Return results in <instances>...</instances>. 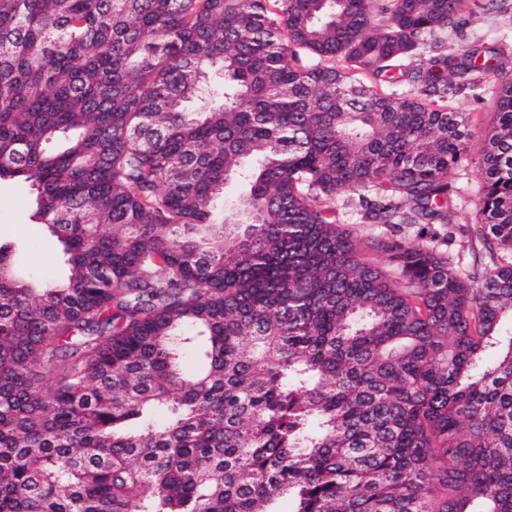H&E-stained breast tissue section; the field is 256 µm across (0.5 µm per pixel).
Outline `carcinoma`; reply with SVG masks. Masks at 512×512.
<instances>
[{"label": "carcinoma", "instance_id": "obj_1", "mask_svg": "<svg viewBox=\"0 0 512 512\" xmlns=\"http://www.w3.org/2000/svg\"><path fill=\"white\" fill-rule=\"evenodd\" d=\"M465 10L0 0V181L65 268L0 242V512H512V81L481 278L333 208L455 223L442 100L509 65L428 55ZM333 207L337 224L353 237L366 239L384 234L393 236L398 234V237L413 239L423 227L422 224H402L398 228L390 229L383 224H362L358 209V194L351 192L336 195Z\"/></svg>", "mask_w": 512, "mask_h": 512}]
</instances>
